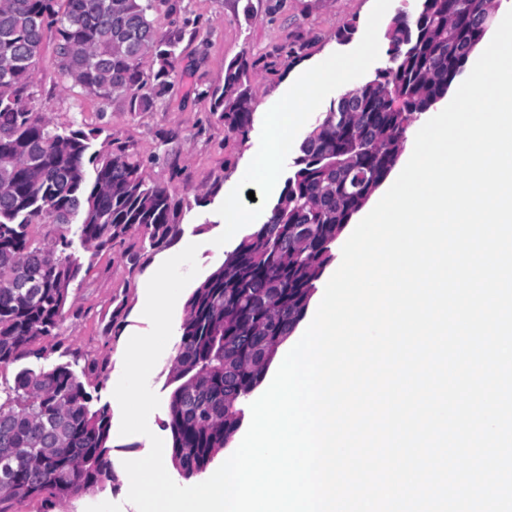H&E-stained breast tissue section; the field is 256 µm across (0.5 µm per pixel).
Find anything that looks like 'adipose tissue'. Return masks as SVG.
<instances>
[{
	"label": "adipose tissue",
	"instance_id": "ef3b65f1",
	"mask_svg": "<svg viewBox=\"0 0 512 512\" xmlns=\"http://www.w3.org/2000/svg\"><path fill=\"white\" fill-rule=\"evenodd\" d=\"M362 66V57H340L324 60L300 72L296 89L272 111L266 146L248 166L247 184L272 194L278 192L281 156L302 137L306 112L316 107L326 88L348 84Z\"/></svg>",
	"mask_w": 512,
	"mask_h": 512
}]
</instances>
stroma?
Listing matches in <instances>:
<instances>
[{
	"mask_svg": "<svg viewBox=\"0 0 512 512\" xmlns=\"http://www.w3.org/2000/svg\"><path fill=\"white\" fill-rule=\"evenodd\" d=\"M171 10L156 13L157 26L168 30L190 18L195 36L185 37L178 75L164 106L130 114L94 97L64 90L52 65L53 47H46L39 66L35 104L51 112L54 123L80 121L102 130L103 137L131 145L145 161L149 182L169 187L188 203L173 238L196 239L199 279H206L224 261V202L237 198L250 223L260 224L273 196L250 193L239 175L267 140L271 106L294 87L296 69L288 68L290 47L302 48L300 63L352 56L363 50L365 37L383 39L398 10L415 11L417 0H170ZM355 21L350 42L338 44L336 32ZM245 54L257 58L250 82L257 93L254 121L246 136L228 134L211 113L209 90L222 85L224 66ZM170 249H145L137 269H129L120 250L98 257L89 274L71 288L63 335L44 337L36 348L49 349V363H67L87 391L109 405L113 422L121 410L112 395L115 378L123 370L128 339L147 333L150 322L141 316L143 291ZM175 355L160 356L149 379L159 396L150 429L169 439L164 427L173 386L169 369ZM124 482L95 487L81 496L61 501L41 495L1 505L5 512H137L127 502Z\"/></svg>",
	"mask_w": 512,
	"mask_h": 512,
	"instance_id": "obj_1",
	"label": "stroma"
}]
</instances>
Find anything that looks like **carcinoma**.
<instances>
[{
	"label": "carcinoma",
	"instance_id": "obj_1",
	"mask_svg": "<svg viewBox=\"0 0 512 512\" xmlns=\"http://www.w3.org/2000/svg\"><path fill=\"white\" fill-rule=\"evenodd\" d=\"M168 0H0V366L56 336L69 290L93 262L124 248L135 267L137 231L159 249L182 214L166 186L148 182L130 146L83 123L54 124L34 103L47 37L64 87L126 112L164 103L185 30H162ZM492 0H418L385 32L387 64L331 101L300 145L261 226L225 253L189 296L170 366L176 384L167 429L172 463L189 480L205 473L239 429L247 399L304 317L345 226L397 165L417 115L448 95L486 32ZM245 56L224 66L211 92L224 130L246 135L256 92ZM54 224L50 241L30 228ZM0 503L50 493L63 500L116 480L112 415L68 363L24 367L0 389Z\"/></svg>",
	"mask_w": 512,
	"mask_h": 512
}]
</instances>
